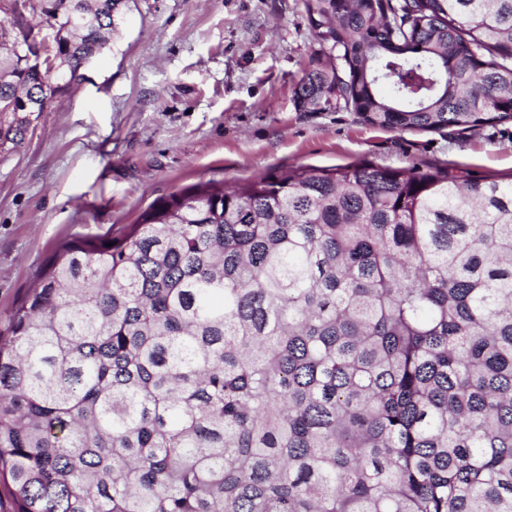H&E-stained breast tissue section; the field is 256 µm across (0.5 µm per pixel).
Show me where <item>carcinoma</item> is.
Wrapping results in <instances>:
<instances>
[{
    "instance_id": "obj_1",
    "label": "carcinoma",
    "mask_w": 512,
    "mask_h": 512,
    "mask_svg": "<svg viewBox=\"0 0 512 512\" xmlns=\"http://www.w3.org/2000/svg\"><path fill=\"white\" fill-rule=\"evenodd\" d=\"M54 2L72 68L127 0ZM302 2L328 67L301 105L512 123V0ZM6 38L0 113L46 111L61 78ZM2 486L16 512H512V180L298 166L63 242L0 337Z\"/></svg>"
}]
</instances>
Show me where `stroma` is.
<instances>
[{
	"mask_svg": "<svg viewBox=\"0 0 512 512\" xmlns=\"http://www.w3.org/2000/svg\"><path fill=\"white\" fill-rule=\"evenodd\" d=\"M302 0H129L108 47L45 112H6L0 145V334L67 239L120 236L156 201L297 166L448 165L512 175V125L387 132L296 101L324 68Z\"/></svg>",
	"mask_w": 512,
	"mask_h": 512,
	"instance_id": "obj_1",
	"label": "stroma"
}]
</instances>
